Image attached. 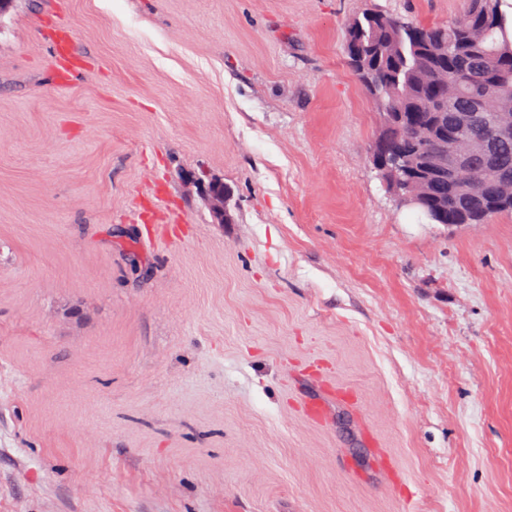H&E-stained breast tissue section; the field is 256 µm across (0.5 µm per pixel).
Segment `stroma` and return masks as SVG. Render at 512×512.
I'll list each match as a JSON object with an SVG mask.
<instances>
[{"label": "stroma", "instance_id": "obj_1", "mask_svg": "<svg viewBox=\"0 0 512 512\" xmlns=\"http://www.w3.org/2000/svg\"><path fill=\"white\" fill-rule=\"evenodd\" d=\"M367 8L466 0L0 17V512H512V214L397 203L344 54ZM180 178L187 190L191 193L195 191L207 205L212 217L211 224L222 227L232 220L229 208L231 188L223 179L207 177L205 180L191 170L182 172Z\"/></svg>", "mask_w": 512, "mask_h": 512}]
</instances>
